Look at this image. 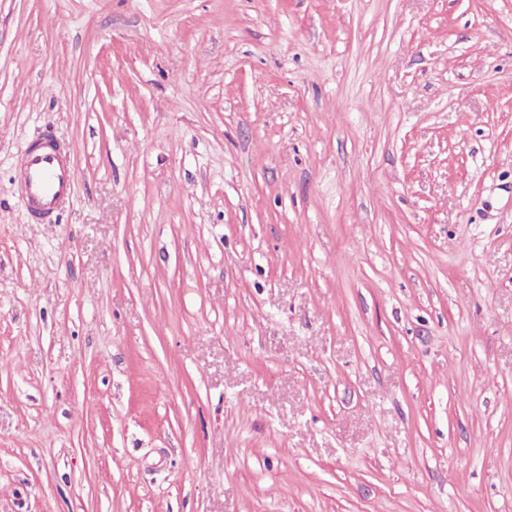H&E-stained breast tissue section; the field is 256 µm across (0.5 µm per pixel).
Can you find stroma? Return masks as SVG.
Returning <instances> with one entry per match:
<instances>
[{"label": "stroma", "mask_w": 512, "mask_h": 512, "mask_svg": "<svg viewBox=\"0 0 512 512\" xmlns=\"http://www.w3.org/2000/svg\"><path fill=\"white\" fill-rule=\"evenodd\" d=\"M0 512H512V0H0ZM43 133L22 154L16 168L20 190L33 219L49 221L71 196V174L64 151Z\"/></svg>", "instance_id": "35a3bbf8"}]
</instances>
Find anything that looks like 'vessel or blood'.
<instances>
[{"instance_id":"obj_1","label":"vessel or blood","mask_w":512,"mask_h":512,"mask_svg":"<svg viewBox=\"0 0 512 512\" xmlns=\"http://www.w3.org/2000/svg\"><path fill=\"white\" fill-rule=\"evenodd\" d=\"M52 133H43L22 154L16 168L20 190L33 219L51 220L67 203L72 191L71 174Z\"/></svg>"}]
</instances>
